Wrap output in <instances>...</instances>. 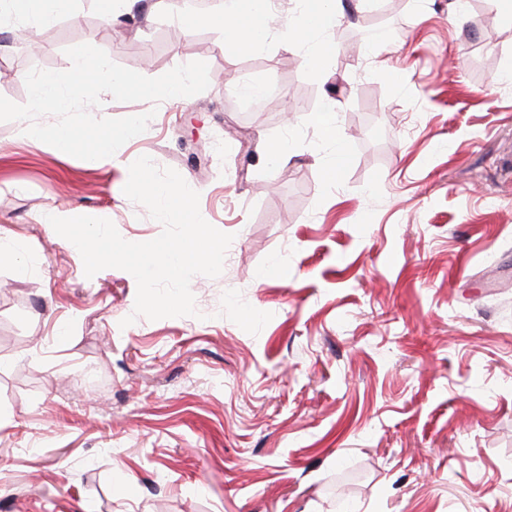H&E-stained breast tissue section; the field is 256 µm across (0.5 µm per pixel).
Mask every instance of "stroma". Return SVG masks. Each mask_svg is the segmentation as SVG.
Listing matches in <instances>:
<instances>
[{
    "label": "stroma",
    "mask_w": 512,
    "mask_h": 512,
    "mask_svg": "<svg viewBox=\"0 0 512 512\" xmlns=\"http://www.w3.org/2000/svg\"><path fill=\"white\" fill-rule=\"evenodd\" d=\"M73 0L0 35V96L95 43L147 77L206 62L186 102L116 158L83 160L0 122V512H512V9L363 0L319 32L238 48L219 14ZM385 36L363 53L369 31ZM275 87L265 106L228 95ZM334 103L338 137L308 122ZM287 140L288 161L265 145ZM149 156L233 235L197 316H132L121 269L86 277L50 217L163 226L123 193Z\"/></svg>",
    "instance_id": "35a3bbf8"
}]
</instances>
